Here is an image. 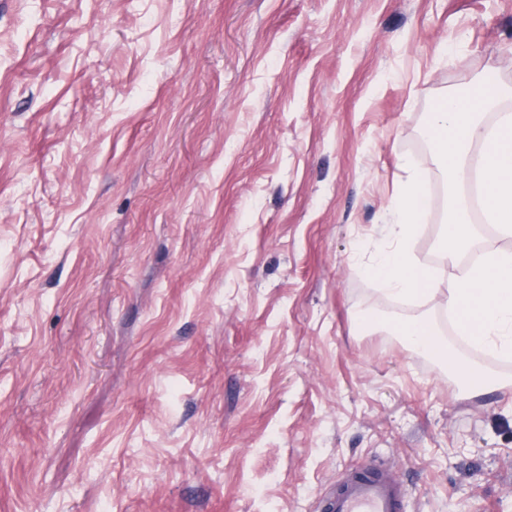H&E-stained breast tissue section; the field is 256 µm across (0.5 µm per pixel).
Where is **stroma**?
I'll return each instance as SVG.
<instances>
[{"label": "stroma", "mask_w": 512, "mask_h": 512, "mask_svg": "<svg viewBox=\"0 0 512 512\" xmlns=\"http://www.w3.org/2000/svg\"><path fill=\"white\" fill-rule=\"evenodd\" d=\"M512 0H0V512H512V358L466 391L367 275ZM370 310L380 326L355 320ZM405 500L404 486L374 466L349 472L322 507L324 512H403Z\"/></svg>", "instance_id": "stroma-1"}]
</instances>
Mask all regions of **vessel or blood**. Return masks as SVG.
Instances as JSON below:
<instances>
[{
    "label": "vessel or blood",
    "instance_id": "b4317fda",
    "mask_svg": "<svg viewBox=\"0 0 512 512\" xmlns=\"http://www.w3.org/2000/svg\"><path fill=\"white\" fill-rule=\"evenodd\" d=\"M405 500L404 486L374 466L349 472L322 507L324 512H402Z\"/></svg>",
    "mask_w": 512,
    "mask_h": 512
}]
</instances>
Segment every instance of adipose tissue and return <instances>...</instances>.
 Returning a JSON list of instances; mask_svg holds the SVG:
<instances>
[{"label":"adipose tissue","mask_w":512,"mask_h":512,"mask_svg":"<svg viewBox=\"0 0 512 512\" xmlns=\"http://www.w3.org/2000/svg\"><path fill=\"white\" fill-rule=\"evenodd\" d=\"M398 332L410 346L442 364L450 374L458 377L466 390H473L471 378L481 375L482 388L496 385L497 380L484 366L455 351L441 333L430 314L424 313L403 323Z\"/></svg>","instance_id":"1"}]
</instances>
